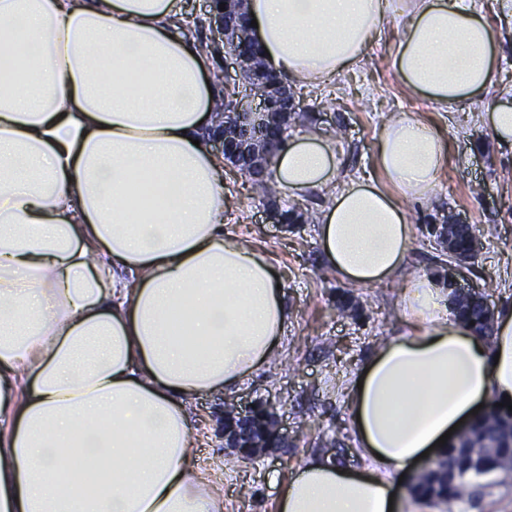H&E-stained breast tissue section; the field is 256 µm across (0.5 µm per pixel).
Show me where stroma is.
Wrapping results in <instances>:
<instances>
[{"label": "stroma", "instance_id": "stroma-1", "mask_svg": "<svg viewBox=\"0 0 512 512\" xmlns=\"http://www.w3.org/2000/svg\"><path fill=\"white\" fill-rule=\"evenodd\" d=\"M394 15L361 62L327 82L295 85L300 105L287 135L315 128L336 145L344 177L374 175L373 157L383 128L402 115L430 121L448 142V164L424 200H404L413 248L403 277L358 286L338 277L326 263L317 237L323 195L301 199L281 193L278 202L303 211L301 224H280L252 184L232 173L224 182L229 205L224 231L261 247L279 273L290 319L282 351L233 393L202 395L191 404L198 467L218 478L224 512H273L285 476L312 453H331L354 467L361 460L347 398V383L384 341L410 335L400 299L404 276L440 270V248L421 226L451 214L472 225L478 254L467 278L494 309L512 306V153L498 148L476 105L446 108L403 88L392 65L404 34ZM349 296L355 314L341 313L337 301ZM272 403L288 440L261 459L241 460L224 445V406ZM403 512H512V471L499 470L475 480L464 502L423 503L404 498Z\"/></svg>", "mask_w": 512, "mask_h": 512}]
</instances>
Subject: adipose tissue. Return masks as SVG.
Returning <instances> with one entry per match:
<instances>
[{
	"label": "adipose tissue",
	"instance_id": "adipose-tissue-1",
	"mask_svg": "<svg viewBox=\"0 0 512 512\" xmlns=\"http://www.w3.org/2000/svg\"><path fill=\"white\" fill-rule=\"evenodd\" d=\"M397 8L405 89L484 100L503 57L474 0H245L265 62L297 84L357 64ZM183 21L182 0H0V74L19 73L0 77V512H224L196 468L189 406L267 367L288 310L267 255L224 232L217 91ZM447 157L422 119L382 130L377 177L341 180L321 212L341 279L401 272L403 201L426 197ZM339 170L315 131L269 166L295 197ZM403 309L412 335L387 340L350 388L362 469L309 457L276 512H400L399 478L422 453L476 406L512 399V309L482 338L430 274L407 280ZM85 455L106 489L93 499Z\"/></svg>",
	"mask_w": 512,
	"mask_h": 512
}]
</instances>
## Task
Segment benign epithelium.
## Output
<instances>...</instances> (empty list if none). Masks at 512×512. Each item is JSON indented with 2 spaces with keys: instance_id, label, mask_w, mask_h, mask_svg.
I'll use <instances>...</instances> for the list:
<instances>
[{
  "instance_id": "benign-epithelium-1",
  "label": "benign epithelium",
  "mask_w": 512,
  "mask_h": 512,
  "mask_svg": "<svg viewBox=\"0 0 512 512\" xmlns=\"http://www.w3.org/2000/svg\"><path fill=\"white\" fill-rule=\"evenodd\" d=\"M225 10H215L214 22L224 35V46L214 44L224 51V58L235 61V75L224 74V121L208 134L209 141L218 146L224 160L233 168L240 166L244 157L250 164L252 177L265 172L269 158L265 143L266 127H281L288 117L298 110L293 93L285 79L274 74L264 82L254 80V73L263 68L259 57L243 51V43L254 40L252 32L242 26L240 0H224ZM448 277L454 289L463 295L480 296V292L462 286L465 272L455 265H448ZM224 447L234 448L246 460L256 459L268 447L263 441L240 434L233 428H224Z\"/></svg>"
}]
</instances>
